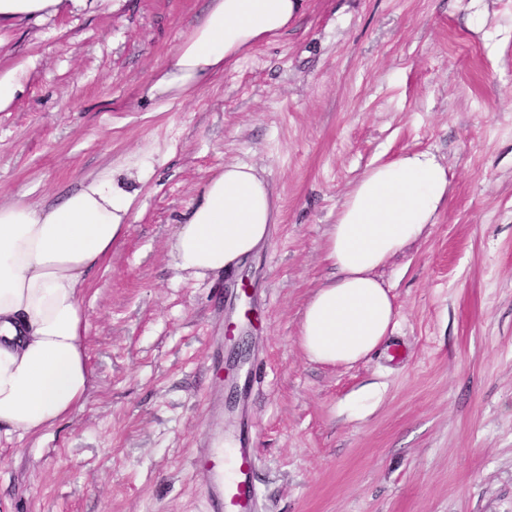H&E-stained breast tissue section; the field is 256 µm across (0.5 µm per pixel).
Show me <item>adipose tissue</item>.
I'll list each match as a JSON object with an SVG mask.
<instances>
[{
    "label": "adipose tissue",
    "instance_id": "ef3b65f1",
    "mask_svg": "<svg viewBox=\"0 0 512 512\" xmlns=\"http://www.w3.org/2000/svg\"><path fill=\"white\" fill-rule=\"evenodd\" d=\"M303 0H209L159 69L151 95L176 99L284 33ZM105 171L47 207L0 205V436H38L82 410L89 385L86 275L128 223L136 192ZM448 170L431 151L367 168L346 193L322 246L330 278L303 311L299 344L325 365H352L387 341L393 298L377 272L435 223ZM278 207L254 166L225 164L182 213L176 266L198 277L240 271L270 238Z\"/></svg>",
    "mask_w": 512,
    "mask_h": 512
}]
</instances>
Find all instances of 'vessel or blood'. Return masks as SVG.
I'll use <instances>...</instances> for the list:
<instances>
[{
  "mask_svg": "<svg viewBox=\"0 0 512 512\" xmlns=\"http://www.w3.org/2000/svg\"><path fill=\"white\" fill-rule=\"evenodd\" d=\"M194 464L209 476L211 512H257L255 457L244 437L205 442L198 449Z\"/></svg>",
  "mask_w": 512,
  "mask_h": 512,
  "instance_id": "vessel-or-blood-1",
  "label": "vessel or blood"
}]
</instances>
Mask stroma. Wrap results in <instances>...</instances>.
I'll return each mask as SVG.
<instances>
[{
  "instance_id": "obj_1",
  "label": "stroma",
  "mask_w": 512,
  "mask_h": 512,
  "mask_svg": "<svg viewBox=\"0 0 512 512\" xmlns=\"http://www.w3.org/2000/svg\"><path fill=\"white\" fill-rule=\"evenodd\" d=\"M208 0H94L0 23V204L150 172L86 279L91 388L46 437L0 440V512H209L192 464L211 373L249 282L260 512H512V0H305L288 32L190 95L150 97ZM448 168V205L384 269L391 342L309 361L320 246L363 169L406 150ZM253 165L279 222L242 274L176 269L178 218L225 164ZM22 66L0 72V111L8 108L22 91Z\"/></svg>"
}]
</instances>
